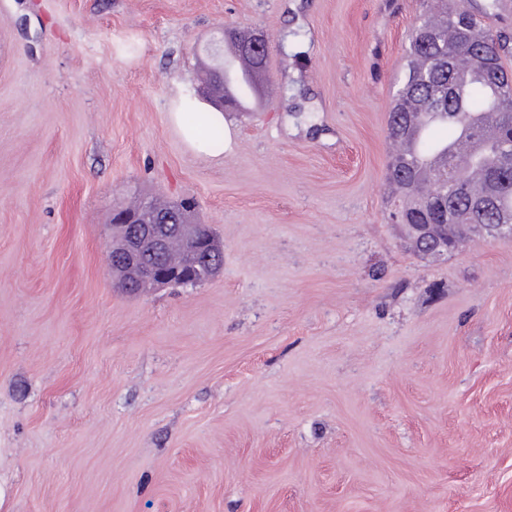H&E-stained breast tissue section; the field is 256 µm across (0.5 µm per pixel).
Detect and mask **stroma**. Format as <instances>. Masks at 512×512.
Returning a JSON list of instances; mask_svg holds the SVG:
<instances>
[{
  "label": "stroma",
  "instance_id": "35a3bbf8",
  "mask_svg": "<svg viewBox=\"0 0 512 512\" xmlns=\"http://www.w3.org/2000/svg\"><path fill=\"white\" fill-rule=\"evenodd\" d=\"M422 0H0V512H512V240L415 254L386 125ZM227 25L259 112H173ZM224 267L117 288L112 213ZM182 114V112L170 113V121L179 129L186 143L192 149L201 152L206 150L207 144L204 132L210 124L224 127L225 149L230 148L232 135L230 129L224 123L223 112H201L193 124H187Z\"/></svg>",
  "mask_w": 512,
  "mask_h": 512
}]
</instances>
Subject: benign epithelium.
I'll return each mask as SVG.
<instances>
[{"instance_id":"obj_1","label":"benign epithelium","mask_w":512,"mask_h":512,"mask_svg":"<svg viewBox=\"0 0 512 512\" xmlns=\"http://www.w3.org/2000/svg\"><path fill=\"white\" fill-rule=\"evenodd\" d=\"M269 36L261 30H235L221 34L207 53L214 62L211 81L201 90L202 99L224 104V44L236 46L239 54L254 57L263 53ZM186 205H159L142 200L137 207L115 210L112 250L109 261L118 287L133 291L141 284L194 286L195 272L205 266L209 276L223 269L224 245L209 225L191 219ZM394 220L411 230V242L427 256H443L459 242L443 233L445 224H412L406 211L395 212Z\"/></svg>"}]
</instances>
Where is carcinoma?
Returning <instances> with one entry per match:
<instances>
[{"mask_svg":"<svg viewBox=\"0 0 512 512\" xmlns=\"http://www.w3.org/2000/svg\"><path fill=\"white\" fill-rule=\"evenodd\" d=\"M446 0H423L406 50V70L387 122V139L419 134L420 159H391L388 185L410 216L427 212L436 224L449 223L448 235L460 241L478 235L476 224H507L512 216V170L499 164L503 145L512 143V35L479 21L497 7L486 0L476 12L440 7ZM456 95L448 100V88ZM463 114L494 117L492 132L459 121ZM481 174V184L466 187L460 162ZM491 192L490 209L479 212L470 199Z\"/></svg>","mask_w":512,"mask_h":512,"instance_id":"1","label":"carcinoma"}]
</instances>
